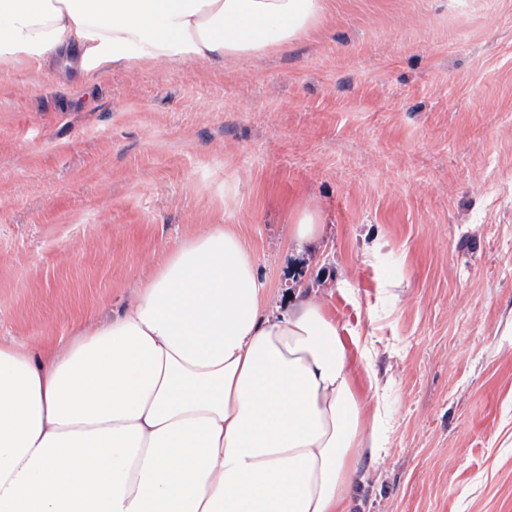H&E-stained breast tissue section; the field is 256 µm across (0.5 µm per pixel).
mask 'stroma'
I'll return each mask as SVG.
<instances>
[{"label":"stroma","mask_w":512,"mask_h":512,"mask_svg":"<svg viewBox=\"0 0 512 512\" xmlns=\"http://www.w3.org/2000/svg\"><path fill=\"white\" fill-rule=\"evenodd\" d=\"M327 4L220 68L0 73V343L65 346L221 224L370 350L353 512H512V0ZM297 205L326 224L300 253Z\"/></svg>","instance_id":"1"}]
</instances>
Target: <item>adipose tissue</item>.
I'll list each match as a JSON object with an SVG mask.
<instances>
[{
    "label": "adipose tissue",
    "instance_id": "adipose-tissue-1",
    "mask_svg": "<svg viewBox=\"0 0 512 512\" xmlns=\"http://www.w3.org/2000/svg\"><path fill=\"white\" fill-rule=\"evenodd\" d=\"M326 0H0V70L223 66L297 40ZM211 224L121 315L64 347L0 345V512H351L381 452L378 382L326 303L271 305Z\"/></svg>",
    "mask_w": 512,
    "mask_h": 512
}]
</instances>
